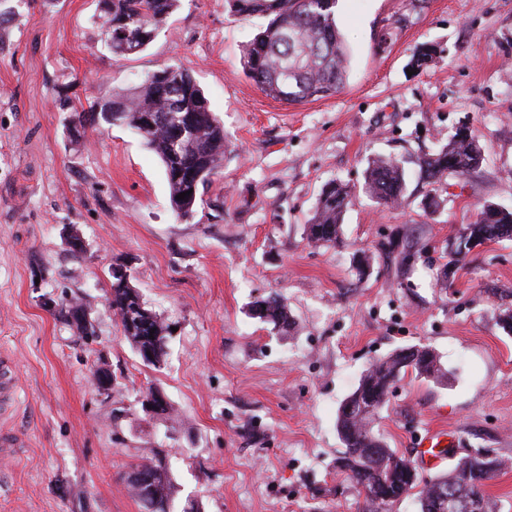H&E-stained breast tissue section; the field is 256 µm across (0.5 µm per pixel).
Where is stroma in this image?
<instances>
[{"label":"stroma","instance_id":"stroma-1","mask_svg":"<svg viewBox=\"0 0 512 512\" xmlns=\"http://www.w3.org/2000/svg\"><path fill=\"white\" fill-rule=\"evenodd\" d=\"M103 21L99 0H0V352L19 390L0 428L25 441L0 460V512H141L124 475L155 451L179 508L363 512L335 469L337 411L370 363L410 345L438 354L445 376L402 378L376 433L411 460L420 437L446 432L447 459L418 467L428 477L473 448L512 459V336L497 324L512 305V241L455 266L446 251L484 202L512 209V0H339L346 84L300 105L246 76L243 48L267 20L234 17L224 0H180L148 47L123 59L105 45ZM423 43L439 53L409 74ZM168 65L192 71L227 145L189 219L134 131L69 133V105ZM462 125L483 167L449 179L442 207L426 213L414 161ZM379 156L407 162L398 207L362 189ZM335 179L355 188L344 243L315 247L304 228ZM71 230L82 255L67 245ZM394 235L419 250L410 266L384 251ZM116 265L173 328L161 366L140 359L105 304ZM62 294L86 306L92 345L44 307ZM273 294L294 331L251 317ZM100 362L107 394L92 385ZM151 385L171 417L143 410Z\"/></svg>","mask_w":512,"mask_h":512}]
</instances>
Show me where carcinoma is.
I'll use <instances>...</instances> for the list:
<instances>
[{
	"label": "carcinoma",
	"instance_id": "obj_1",
	"mask_svg": "<svg viewBox=\"0 0 512 512\" xmlns=\"http://www.w3.org/2000/svg\"><path fill=\"white\" fill-rule=\"evenodd\" d=\"M103 39L117 57L141 52L152 42L179 0H104ZM338 0H225L229 12L240 18L261 16L266 27L243 49L245 74L267 96L288 105L334 96L348 74V49L336 26ZM436 48H415L408 67L419 70L432 61ZM112 123L133 130L147 148L161 159L169 186L170 204L177 216L192 217L203 202L200 187L219 171L225 153L224 126L210 110L207 98L189 70L166 66L129 91H114L97 99L89 109H74L70 131L81 135L88 126ZM193 127L177 142V126ZM484 154L472 132H456L448 143L418 157L419 179L428 186H443L450 176L465 180L483 166ZM188 195L182 200L176 196ZM364 191L377 204L396 206L404 200L407 180L402 162L395 157L372 161L364 175ZM352 189L332 181L322 189L315 213L306 228L307 241L316 247L343 243V214ZM512 238V210L484 203L473 223L462 228L449 249L450 263L463 261L474 242ZM108 308L126 340L138 355L150 351L148 365L166 356L168 326L148 307L140 291L129 281L112 277ZM55 313L70 327L81 328L85 308L74 299L59 298ZM252 317L289 333L294 321L279 295L256 302ZM438 379L443 370L438 355L423 346L394 350L371 363L357 387L340 404L336 428L343 448L336 469L344 474L357 494L364 497L365 512H388L410 497L418 512H498L486 487L504 466L503 457L477 448L460 458L445 474L420 477L416 467L389 448L372 428L374 417L389 402L398 381L408 372ZM131 470L153 476L141 490L126 487L145 512H175L168 470L159 453L139 461Z\"/></svg>",
	"mask_w": 512,
	"mask_h": 512
}]
</instances>
